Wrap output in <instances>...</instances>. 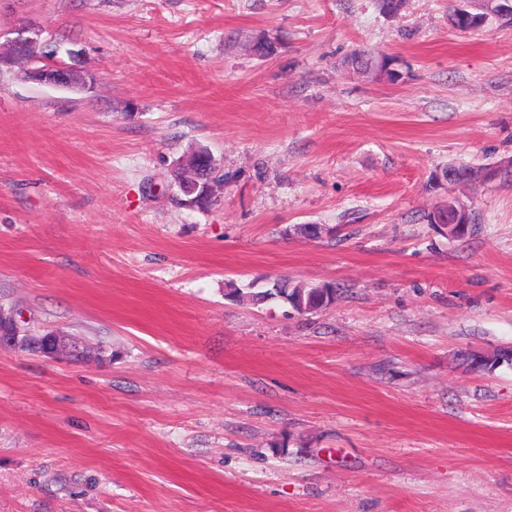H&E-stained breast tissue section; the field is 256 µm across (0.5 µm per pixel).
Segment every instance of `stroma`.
<instances>
[{"label":"stroma","mask_w":512,"mask_h":512,"mask_svg":"<svg viewBox=\"0 0 512 512\" xmlns=\"http://www.w3.org/2000/svg\"><path fill=\"white\" fill-rule=\"evenodd\" d=\"M456 2L0 0L89 79L0 70V307L94 349L0 348V512H512V365L460 361L512 348V177L446 175L512 166V24ZM276 279L339 292L224 295ZM196 173L199 188L191 197L196 196V199L194 200L195 203L207 202V199L212 194L213 184H216L223 179H220L221 176L217 177L216 169L211 170L207 161L203 162L200 167L196 169ZM432 215L435 216V224H445L448 234L456 237L467 234L472 224L468 206L455 197H449L448 203L435 210ZM225 291V296L240 303L260 306L269 299H279L299 315L313 314L334 303L338 288L333 284L311 285L297 284L288 287L287 284L275 281L267 288H255L251 282L245 288L231 283Z\"/></svg>","instance_id":"1"}]
</instances>
